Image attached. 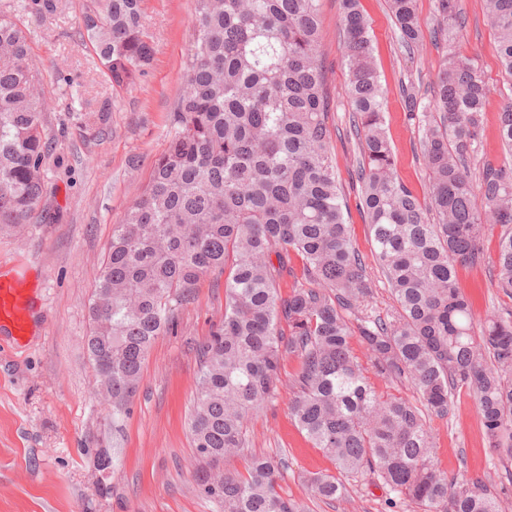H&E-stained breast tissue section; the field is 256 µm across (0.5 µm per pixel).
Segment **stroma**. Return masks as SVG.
<instances>
[{"label":"stroma","instance_id":"1","mask_svg":"<svg viewBox=\"0 0 512 512\" xmlns=\"http://www.w3.org/2000/svg\"><path fill=\"white\" fill-rule=\"evenodd\" d=\"M83 0H59L57 13L37 28L31 43L40 69L47 110L43 133L53 149L45 160L48 191L39 217L16 233H0V271L37 291L35 330L22 345L0 338V512H214L195 480V452L188 434L199 362L196 349L224 315V275L201 279L190 303L179 307L176 333L158 337L143 369L140 388L120 430L95 397V379L84 346L94 275L132 201L146 185L153 161L167 146L169 119L182 93L191 40L192 0H143L153 59L132 87L113 88L95 64L92 47L78 32ZM466 28L456 50L475 58L491 88L478 159L503 158L497 124L500 102L512 85L502 72L494 32L481 0H461ZM372 28L373 57L386 92L385 126L398 172L426 198L429 174L422 158V131L409 121L402 88L413 85L428 101L446 44L424 41L413 54L400 51L384 0H361ZM320 61L330 95L328 125L336 175L348 205L351 237L372 263L369 226L358 204L354 178L359 151L347 139L348 76L339 40L340 0H322ZM69 74L60 81L58 72ZM112 110L102 123L87 113L102 99ZM499 230L485 234L480 267L460 271L463 292L476 320L512 309V296L494 280ZM292 392L279 393L247 423L249 449L283 456L284 496L303 501L307 512H414L409 501L381 481H348L345 498L311 495L307 479L334 473L332 461L311 443L290 416ZM434 460L449 477L479 478L503 489L512 508V484L499 453L488 447L477 405L458 390L448 417L429 416ZM114 448L111 469L100 470L96 453Z\"/></svg>","mask_w":512,"mask_h":512}]
</instances>
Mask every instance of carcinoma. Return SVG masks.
Wrapping results in <instances>:
<instances>
[{"label":"carcinoma","mask_w":512,"mask_h":512,"mask_svg":"<svg viewBox=\"0 0 512 512\" xmlns=\"http://www.w3.org/2000/svg\"><path fill=\"white\" fill-rule=\"evenodd\" d=\"M193 2L167 147L112 225L89 306L85 343L112 424L127 415L153 343L176 328L178 307L218 270L224 316L197 349L188 423L198 489L215 512H306L279 492L283 457L252 454L243 473H213L226 456L245 453L247 421L278 394L287 359L296 361L290 413L338 472L309 477L315 495L341 499L346 481L374 475L417 512H503L483 480L450 479L436 468L426 417L448 416L453 392L467 389L489 446L512 461V311L476 323L458 279L459 268L483 261L484 232L500 226L497 287L512 296V95L499 115L506 159L472 171L491 90L473 59L446 52L423 113L430 185L421 203L397 172L369 22L359 0H342L360 207L395 303L382 316L336 180L320 0ZM387 7L408 52L427 32L449 43L463 29L459 0H436L427 24L417 0ZM57 9L58 0H17L0 11V231L29 223L46 193L51 143L31 40L32 25ZM483 9L512 78V0H483ZM80 22L112 85H135L152 60L142 0H90ZM355 336L375 374L409 386L417 402L370 386L352 351Z\"/></svg>","instance_id":"obj_1"}]
</instances>
